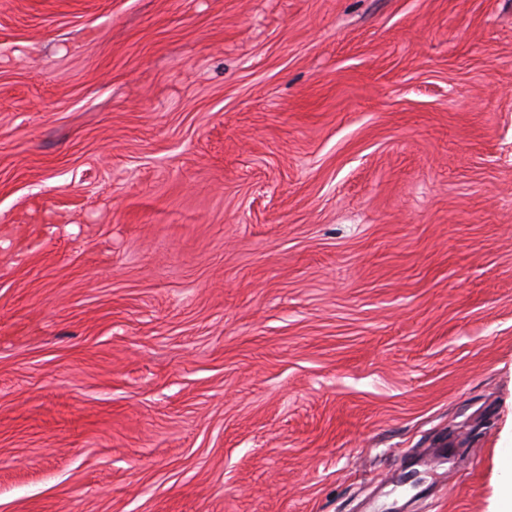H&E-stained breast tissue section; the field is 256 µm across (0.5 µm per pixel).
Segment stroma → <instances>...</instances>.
<instances>
[{
  "label": "stroma",
  "instance_id": "stroma-1",
  "mask_svg": "<svg viewBox=\"0 0 512 512\" xmlns=\"http://www.w3.org/2000/svg\"><path fill=\"white\" fill-rule=\"evenodd\" d=\"M512 0H0V512H499Z\"/></svg>",
  "mask_w": 512,
  "mask_h": 512
}]
</instances>
